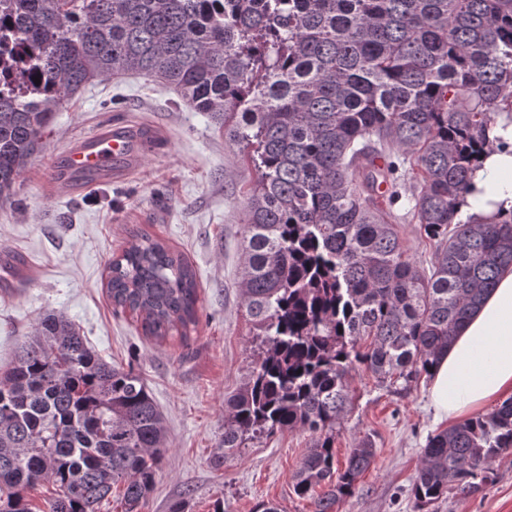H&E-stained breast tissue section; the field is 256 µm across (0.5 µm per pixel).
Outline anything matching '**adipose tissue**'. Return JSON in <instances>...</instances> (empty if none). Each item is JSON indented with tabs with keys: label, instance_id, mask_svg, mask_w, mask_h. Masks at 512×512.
Here are the masks:
<instances>
[{
	"label": "adipose tissue",
	"instance_id": "obj_1",
	"mask_svg": "<svg viewBox=\"0 0 512 512\" xmlns=\"http://www.w3.org/2000/svg\"><path fill=\"white\" fill-rule=\"evenodd\" d=\"M494 145L471 174L461 217H512V120L499 117ZM512 396V268L459 329L433 372L430 397L438 420L455 419L502 396Z\"/></svg>",
	"mask_w": 512,
	"mask_h": 512
}]
</instances>
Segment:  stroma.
I'll return each instance as SVG.
<instances>
[{
    "mask_svg": "<svg viewBox=\"0 0 512 512\" xmlns=\"http://www.w3.org/2000/svg\"><path fill=\"white\" fill-rule=\"evenodd\" d=\"M143 127L150 145L129 172L89 186L60 185L54 164L76 137L107 123ZM258 173L208 114L188 108L167 85L139 75L86 84L54 112L51 133L0 201V253L18 261L23 277L0 287V365H8L38 318L68 316L106 361L134 370L163 413L166 452L155 489L141 512H169L178 499L189 512H315L293 483L312 435L278 431L215 465L224 436V403L245 382L252 363L251 323L238 286L242 265L244 193ZM400 216L408 256L429 267L432 242ZM149 233L193 267L198 321L162 341L143 336L130 311L115 307L105 283L109 262L136 234ZM429 376L410 389L388 387L359 368L351 400L336 424V466L364 436L375 443L371 466L334 512H512V452L493 463L494 480L475 494L416 508L410 489L430 434L446 429L429 400Z\"/></svg>",
    "mask_w": 512,
    "mask_h": 512,
    "instance_id": "1",
    "label": "stroma"
}]
</instances>
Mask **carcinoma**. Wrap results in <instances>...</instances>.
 <instances>
[{
	"label": "carcinoma",
	"instance_id": "obj_1",
	"mask_svg": "<svg viewBox=\"0 0 512 512\" xmlns=\"http://www.w3.org/2000/svg\"><path fill=\"white\" fill-rule=\"evenodd\" d=\"M26 50L28 85L0 92V198L53 113L95 79L139 74L224 126L258 171L246 192L239 288L259 349L225 402L224 452L278 430L316 435L293 491L333 512L370 466L364 438L335 473L336 422L364 366L409 384L448 352L512 267V220H465L459 198L498 115L512 119V0H0V32ZM40 83H35V78ZM404 171L409 214L434 240L430 272L405 256L387 211ZM388 159L385 167L374 159ZM385 182L388 193L379 195ZM112 303L164 340L197 320L195 274L148 234L112 259ZM143 379L48 312L0 372V512H100L123 486L139 512L165 452ZM512 450V398L428 437L418 507L478 492Z\"/></svg>",
	"mask_w": 512,
	"mask_h": 512
}]
</instances>
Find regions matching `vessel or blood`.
I'll list each match as a JSON object with an SVG mask.
<instances>
[{
    "label": "vessel or blood",
    "instance_id": "obj_1",
    "mask_svg": "<svg viewBox=\"0 0 512 512\" xmlns=\"http://www.w3.org/2000/svg\"><path fill=\"white\" fill-rule=\"evenodd\" d=\"M141 136L120 123L106 126L81 137L65 154V173L89 181L108 178L133 163L140 149Z\"/></svg>",
    "mask_w": 512,
    "mask_h": 512
}]
</instances>
